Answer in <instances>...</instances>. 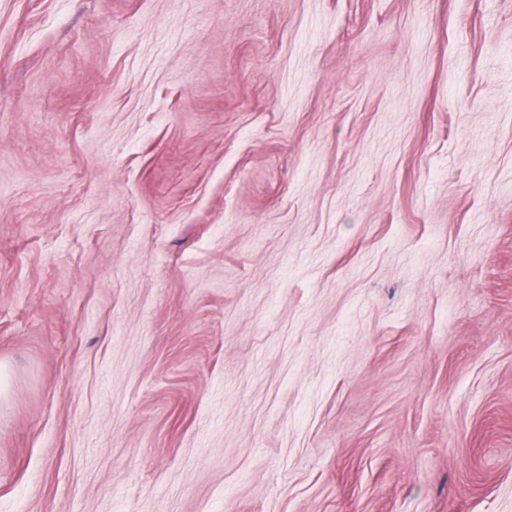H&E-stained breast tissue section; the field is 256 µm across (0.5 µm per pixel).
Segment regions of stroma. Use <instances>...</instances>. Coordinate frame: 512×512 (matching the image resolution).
I'll use <instances>...</instances> for the list:
<instances>
[{"instance_id":"1","label":"stroma","mask_w":512,"mask_h":512,"mask_svg":"<svg viewBox=\"0 0 512 512\" xmlns=\"http://www.w3.org/2000/svg\"><path fill=\"white\" fill-rule=\"evenodd\" d=\"M0 512H512V0H0Z\"/></svg>"}]
</instances>
